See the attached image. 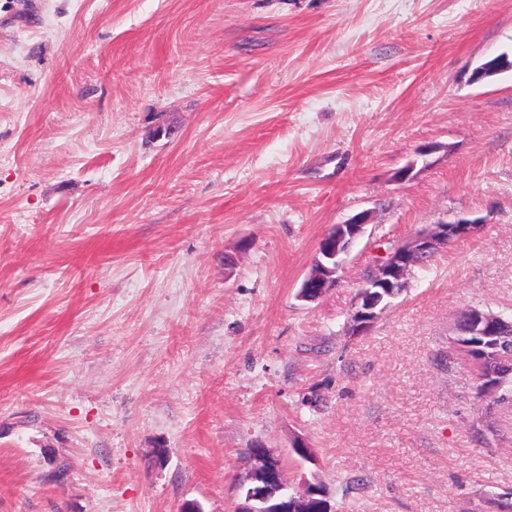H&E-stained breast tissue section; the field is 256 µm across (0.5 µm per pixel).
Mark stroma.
I'll use <instances>...</instances> for the list:
<instances>
[{"mask_svg": "<svg viewBox=\"0 0 512 512\" xmlns=\"http://www.w3.org/2000/svg\"><path fill=\"white\" fill-rule=\"evenodd\" d=\"M503 54L512 0H0V512H234L254 447L334 512H492L512 405L451 337L512 311ZM460 217L348 334L382 251ZM368 224L370 214L368 211H362L343 224L334 225L322 237L314 264L298 293L301 300L314 301L311 295L319 292L320 297L337 285L338 273L343 269L351 243L365 233Z\"/></svg>", "mask_w": 512, "mask_h": 512, "instance_id": "stroma-1", "label": "stroma"}]
</instances>
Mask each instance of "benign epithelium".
<instances>
[{
	"label": "benign epithelium",
	"mask_w": 512,
	"mask_h": 512,
	"mask_svg": "<svg viewBox=\"0 0 512 512\" xmlns=\"http://www.w3.org/2000/svg\"><path fill=\"white\" fill-rule=\"evenodd\" d=\"M370 224V214L362 211L342 224L334 225L320 240L317 256L311 271L304 279L298 297L311 300L316 292L321 294L335 287L338 273L343 269L345 257L351 243ZM448 245V226L442 222L434 230H422L408 240L395 245L391 251L376 260L374 277L366 281L359 299L366 300L364 306L351 316L350 329L357 335L365 331L378 317L376 298L371 289L391 290L406 287L408 276L418 256L435 253ZM499 329L496 314L478 308L465 312L456 323V335L487 336ZM249 455L254 466L246 482L244 503L236 512H307V506L313 493L305 488L300 496L293 497V507H288V495L280 494L282 487L288 485L286 473L280 457L270 448H251Z\"/></svg>",
	"instance_id": "obj_1"
}]
</instances>
